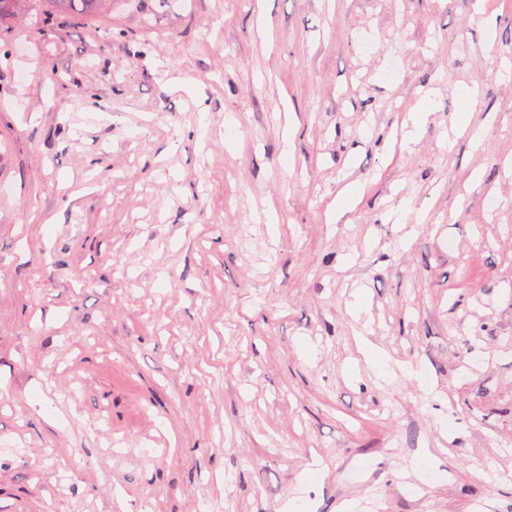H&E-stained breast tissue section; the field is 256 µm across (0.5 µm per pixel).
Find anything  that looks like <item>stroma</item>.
<instances>
[{"label":"stroma","mask_w":512,"mask_h":512,"mask_svg":"<svg viewBox=\"0 0 512 512\" xmlns=\"http://www.w3.org/2000/svg\"><path fill=\"white\" fill-rule=\"evenodd\" d=\"M46 8L0 25V512H512V0Z\"/></svg>","instance_id":"stroma-1"}]
</instances>
